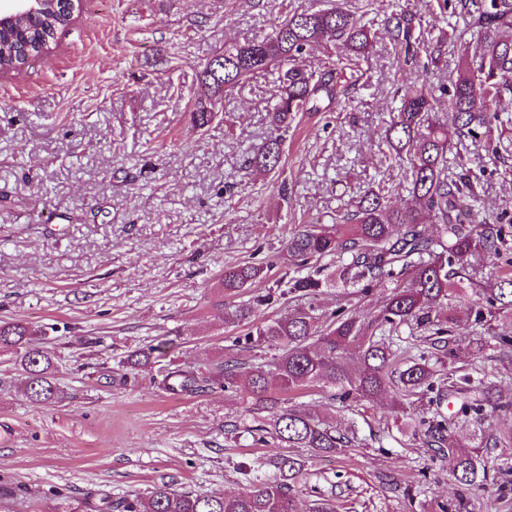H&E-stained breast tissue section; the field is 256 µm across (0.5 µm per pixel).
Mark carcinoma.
<instances>
[{
  "label": "carcinoma",
  "instance_id": "carcinoma-1",
  "mask_svg": "<svg viewBox=\"0 0 512 512\" xmlns=\"http://www.w3.org/2000/svg\"><path fill=\"white\" fill-rule=\"evenodd\" d=\"M443 9L460 15L471 33L462 41L456 29L433 34L415 14L392 0L384 26L395 52L407 64L420 54L437 63L463 46L464 63L446 91L449 123L435 115L431 94L410 87L400 96L395 111L385 121L389 156L406 162L407 191L416 207H398L390 191L379 184L364 191L345 213L329 224H300L288 238V254L305 273L288 280V291L304 300V307L279 318L259 321L257 310L269 304L276 291L267 289L250 302L235 306L224 320L247 327L236 345L267 346L278 351L270 366H248L229 355L211 367L172 368L163 363L167 343L130 355L134 367L147 368L165 393L194 396L213 388L235 390L254 400L252 410L277 407L273 393L290 396L300 390H334L332 399L344 404L371 402L394 382L405 397L434 390V370L423 353L410 354L385 336L410 330H427L431 347L455 359L467 346L454 333L451 314L432 313L452 305L456 296L472 292L474 323H512V258L510 270L500 274L490 288L477 279L488 260L498 261L512 248V214H481L475 187L484 170L475 171L462 161L458 171H448V155L457 144L482 142L499 157L494 129L500 114L512 112V0H442ZM76 8L71 0H42L39 11L21 14L0 26V71L42 56L59 32L70 26ZM372 36L363 16L339 4L312 10L289 3L284 19L261 39L228 42L197 74L204 89L193 123L203 128L218 106L241 93L260 74L276 73L280 94L271 109V131L248 157L264 171L280 168L294 114L311 112L322 97L333 100L343 93L341 78L356 71L371 46ZM318 48L326 58L307 70L298 60ZM435 224L430 235L423 225ZM336 259L334 269L319 265ZM271 266L256 264L224 268L222 294L237 295L269 279ZM369 289L387 283L392 291L380 311L367 319L344 308L321 318L318 296L336 284ZM41 331L20 321H0V352L9 351L23 372V387L31 401L60 396L50 354L41 346ZM450 393L462 399L458 413H494L512 406L493 392L485 378L466 375ZM401 427L414 433L423 426L428 447L453 460L451 475L465 491L486 481L488 461L482 445L460 448L451 435L453 420L437 413L426 419L402 411ZM251 436L260 443L271 438L282 448H309L315 454L336 453L357 438L356 425L336 428L317 413L288 405L255 426ZM276 473L274 479L256 475L250 487L224 496H205L191 490L155 488L148 501L138 497L120 501L119 512H303L294 484L305 461L297 455H279L259 463Z\"/></svg>",
  "mask_w": 512,
  "mask_h": 512
}]
</instances>
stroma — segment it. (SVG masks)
Segmentation results:
<instances>
[{
  "instance_id": "stroma-1",
  "label": "stroma",
  "mask_w": 512,
  "mask_h": 512,
  "mask_svg": "<svg viewBox=\"0 0 512 512\" xmlns=\"http://www.w3.org/2000/svg\"><path fill=\"white\" fill-rule=\"evenodd\" d=\"M375 32L362 75L340 102L300 113L282 166L247 167L277 99L273 74L254 77L231 116L195 127L196 74L225 41L270 32L284 0H82L72 25L18 75L0 76V320L42 327L63 400L32 402L20 391L11 355L0 353V512H101L104 503L158 486L204 495L249 486L247 467L279 455L255 443L242 394L210 390L174 397L132 352L165 340L168 360L204 368L245 329L225 323L240 296H222L225 266L267 263L270 282L293 271L287 253L296 224L330 222L341 205L384 180L396 205H411L405 171L383 167V121L410 86L439 96L460 67H407L383 32L385 0H355ZM458 150L483 168L476 192L489 212H512V175L482 143ZM390 293L331 288L338 303L373 315ZM472 300L455 299L457 335L468 358L445 370L482 373L512 398V360L475 326ZM301 402L337 426L355 423L359 441L334 455L299 449L307 472L302 503L332 499L336 512H453L458 488L448 457L397 426L401 404L387 391L342 404L321 392ZM456 417L454 439L488 438L489 478L467 494L469 512L495 499L512 512V409L459 416L458 400L416 408Z\"/></svg>"
}]
</instances>
